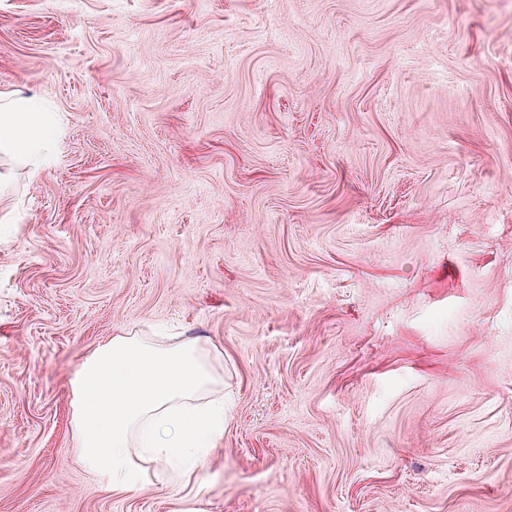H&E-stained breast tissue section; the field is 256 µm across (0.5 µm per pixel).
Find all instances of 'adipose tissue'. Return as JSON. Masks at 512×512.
Listing matches in <instances>:
<instances>
[{
  "mask_svg": "<svg viewBox=\"0 0 512 512\" xmlns=\"http://www.w3.org/2000/svg\"><path fill=\"white\" fill-rule=\"evenodd\" d=\"M56 147L52 113L37 96L0 92V156L40 174ZM200 340L125 333L101 342L72 382L71 427L77 459L108 491L141 484L144 464L171 467L216 447L224 435L219 378Z\"/></svg>",
  "mask_w": 512,
  "mask_h": 512,
  "instance_id": "ef3b65f1",
  "label": "adipose tissue"
}]
</instances>
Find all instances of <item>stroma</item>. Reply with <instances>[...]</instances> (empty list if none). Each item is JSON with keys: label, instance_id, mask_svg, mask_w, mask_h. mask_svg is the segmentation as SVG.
Returning <instances> with one entry per match:
<instances>
[{"label": "stroma", "instance_id": "1", "mask_svg": "<svg viewBox=\"0 0 512 512\" xmlns=\"http://www.w3.org/2000/svg\"><path fill=\"white\" fill-rule=\"evenodd\" d=\"M0 512H512V0H0ZM180 330L187 485L76 462L99 341ZM56 147L52 113L36 95L0 92V156L37 176Z\"/></svg>", "mask_w": 512, "mask_h": 512}]
</instances>
